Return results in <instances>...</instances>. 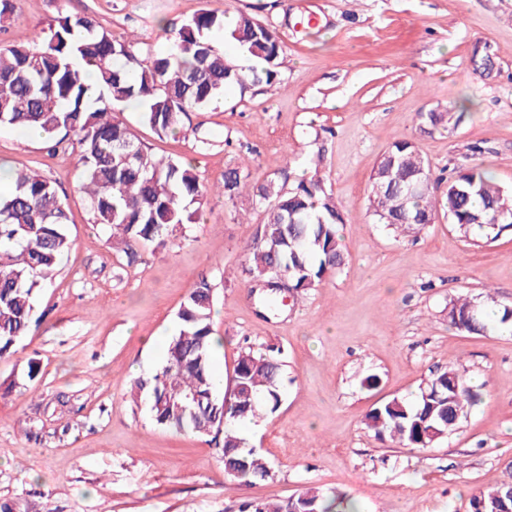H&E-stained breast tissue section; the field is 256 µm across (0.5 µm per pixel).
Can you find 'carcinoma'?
<instances>
[{
	"label": "carcinoma",
	"instance_id": "obj_1",
	"mask_svg": "<svg viewBox=\"0 0 512 512\" xmlns=\"http://www.w3.org/2000/svg\"><path fill=\"white\" fill-rule=\"evenodd\" d=\"M228 39L260 63L251 74L235 68L210 34ZM284 60L277 34L240 13L233 26L203 12L167 33V47L154 53L117 37L89 15H61L48 31L26 45L0 47V127L41 129L50 152L76 156L81 189L90 198L94 223L112 228L125 255L135 247L167 245L176 227L194 220L205 197L194 166L154 159L119 118L116 108L133 106L157 136L185 131L183 116L224 100L231 88L274 81ZM97 71V84L80 74ZM462 114H420L428 134L457 125ZM371 207L377 223L396 231L425 228L443 215L466 238L493 240L512 228V190L494 184L484 170L462 169L433 176L416 144L392 143L374 171ZM12 189L0 193V357L31 331L35 290L69 251L66 204L55 184L36 174H12ZM242 188L241 169L224 173V199ZM263 218L243 252L241 275L248 282L288 276L295 297L319 285L343 264L336 200L317 176L297 177L284 166L254 187ZM213 290L206 279L190 289L178 311L180 330L169 343L161 369L139 379L132 401L147 399L154 422L176 433L218 442L227 476L250 482L270 476L267 458L251 450L240 426L275 412L281 401V357L268 349L241 353L230 392L217 395L211 369L219 341L212 328ZM448 323L481 333L488 322L466 298L448 304ZM462 367L432 376L413 398H394L371 409L367 427L378 439L427 448L454 433L478 401ZM512 474L473 495L472 512H491L506 498ZM241 512H357L339 497L309 488L294 500L243 505Z\"/></svg>",
	"mask_w": 512,
	"mask_h": 512
}]
</instances>
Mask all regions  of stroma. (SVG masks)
Returning <instances> with one entry per match:
<instances>
[{
	"label": "stroma",
	"mask_w": 512,
	"mask_h": 512,
	"mask_svg": "<svg viewBox=\"0 0 512 512\" xmlns=\"http://www.w3.org/2000/svg\"><path fill=\"white\" fill-rule=\"evenodd\" d=\"M62 10L145 51L163 50L164 28L199 13H247L277 33L285 58L278 80L190 112L185 138L158 137L138 109L122 112L149 154L191 162L207 188L172 245L139 249L132 262L93 223L73 157L0 128V168L56 182L72 240L37 290L38 327L0 359V501L41 512H240L316 487L359 512H471L479 489L512 472V328L457 330L448 303L491 295L512 305V229L471 245L442 219L400 236L374 220L369 197L381 154L404 139L435 174L478 164L512 189V0H19L0 43L31 41ZM482 46L494 65L481 74ZM446 110L461 113L457 126L420 131L418 113ZM286 165L331 189L345 263L265 319L239 269L262 218L253 188ZM237 167L246 179L228 201L218 187ZM203 276L215 370L230 377L251 347L283 353L278 411L242 429L271 465L253 484L225 475L209 439L156 425L148 402L129 398L163 365L150 341L178 333L179 308ZM458 364L480 398L455 433L407 448L366 427L371 408L413 397Z\"/></svg>",
	"instance_id": "1"
}]
</instances>
